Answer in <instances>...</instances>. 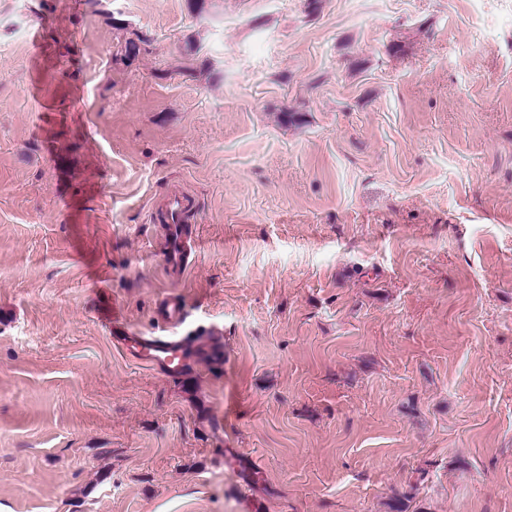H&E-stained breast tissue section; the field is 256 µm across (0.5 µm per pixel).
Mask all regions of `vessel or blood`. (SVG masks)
<instances>
[{
	"mask_svg": "<svg viewBox=\"0 0 512 512\" xmlns=\"http://www.w3.org/2000/svg\"><path fill=\"white\" fill-rule=\"evenodd\" d=\"M172 222L168 227L169 246L163 254L164 266L176 275H184L188 259L197 242L187 234L183 225V203L173 199L170 203ZM186 310L181 298L167 300L159 317L168 333L132 332L119 313L104 315L103 321L111 335L113 347L133 362L147 367L167 378H195L214 361L223 359L221 342L208 337L181 336L177 329L182 324Z\"/></svg>",
	"mask_w": 512,
	"mask_h": 512,
	"instance_id": "obj_1",
	"label": "vessel or blood"
}]
</instances>
